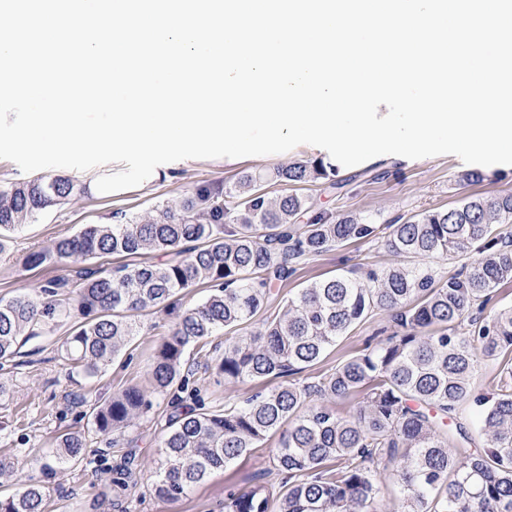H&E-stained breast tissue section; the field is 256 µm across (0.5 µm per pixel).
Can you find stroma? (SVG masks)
Returning a JSON list of instances; mask_svg holds the SVG:
<instances>
[{
    "mask_svg": "<svg viewBox=\"0 0 512 512\" xmlns=\"http://www.w3.org/2000/svg\"><path fill=\"white\" fill-rule=\"evenodd\" d=\"M314 154L304 147L236 163L200 160L170 164L164 177L146 187H135L116 195L94 196L81 192L62 204L47 208L36 221L15 232L5 253L0 254V297L38 293L46 280L70 273L66 264H49L30 271L22 267L32 251L50 247L59 238L77 233L88 224H109L114 213L145 217L165 204H172L201 185L232 187L248 172L272 170L292 163H310ZM468 165L454 155L428 157L411 162H378L346 167L334 180L319 179L301 186L302 195L314 210L333 215L357 214L386 224L398 218L445 208L465 195H489L512 190V169L489 170L482 183L466 186L457 177ZM398 258L382 244L358 241L339 249L303 258L287 280L277 284L266 307L280 309L285 299L307 284L332 276L337 270L365 273L397 264ZM173 320L172 312L150 310L139 321L142 330L132 346L109 363L94 378L71 373L61 357L56 334L32 337L23 344L14 363L0 369V383L8 393L0 398V452L19 463L24 478L45 483L52 493L44 512H224L229 491L249 486L259 473L278 480L273 468L275 439L239 457L225 470L216 472L176 503L150 495V475L157 457L159 439L173 409L162 401L138 425L125 431L96 432L91 425L92 404L112 397L128 386L144 383L161 334ZM388 313L380 311L365 324L354 328L318 365L294 375V382L318 381L347 357L361 353L389 328ZM224 351V339L210 338L205 347L191 349V385L197 388L207 409L217 410L225 401L247 397L249 384H231L215 371ZM64 433L85 436L87 455L80 465L42 470L56 450L55 440ZM130 460L138 486L131 493L116 496L112 490V468Z\"/></svg>",
    "mask_w": 512,
    "mask_h": 512,
    "instance_id": "35a3bbf8",
    "label": "stroma"
}]
</instances>
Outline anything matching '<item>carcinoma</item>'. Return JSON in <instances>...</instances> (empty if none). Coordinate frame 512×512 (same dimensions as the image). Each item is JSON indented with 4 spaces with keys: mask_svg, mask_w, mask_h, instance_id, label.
<instances>
[{
    "mask_svg": "<svg viewBox=\"0 0 512 512\" xmlns=\"http://www.w3.org/2000/svg\"><path fill=\"white\" fill-rule=\"evenodd\" d=\"M334 171L320 160L247 173L223 195L199 186L148 218L89 224L51 250L29 253L25 269L111 254L174 259L79 268L48 281L38 295L0 298V360L17 357L20 337L51 335L76 310L82 320L60 349L76 371L95 376L139 335L138 313L171 309L177 295L205 284L208 295L177 315L158 344L148 387H128L94 406L96 431L132 428L153 399L177 400L189 388L188 349L214 336L226 335L216 365L224 380L279 383L218 410L169 419L150 483L155 497L180 501L277 434L273 464L284 480L258 478L229 493L224 512H386L377 481L384 461L393 465L405 512H512V305L485 313L491 293L512 279V191L467 195L390 224L309 212L294 186ZM266 181L285 186L283 193L268 196ZM74 190L60 176L1 187L0 253L15 231ZM304 213L308 222L298 228ZM357 240H378L409 258L473 259L446 279L415 265L373 270L365 279L337 274L299 290L280 314L254 327L271 287L288 278L293 263ZM376 310L390 313L392 335L316 382L288 381ZM480 355L500 365V385L490 396L473 386ZM358 395L344 415L332 407ZM470 402L478 406L483 446L459 454L448 446L445 420ZM56 447L60 464L84 460L80 435L60 436ZM17 471L12 457L0 456V477H15L0 512H43L50 487ZM112 486L125 493L137 482L129 469L115 468Z\"/></svg>",
    "mask_w": 512,
    "mask_h": 512,
    "instance_id": "carcinoma-1",
    "label": "carcinoma"
}]
</instances>
